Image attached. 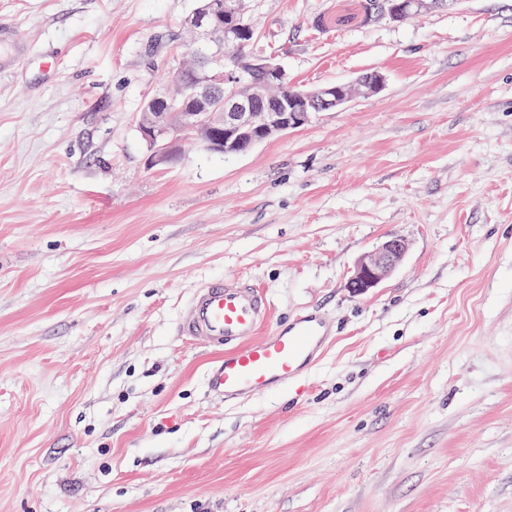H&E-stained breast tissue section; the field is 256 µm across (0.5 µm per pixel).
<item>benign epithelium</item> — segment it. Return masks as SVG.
Masks as SVG:
<instances>
[{"label": "benign epithelium", "instance_id": "1", "mask_svg": "<svg viewBox=\"0 0 512 512\" xmlns=\"http://www.w3.org/2000/svg\"><path fill=\"white\" fill-rule=\"evenodd\" d=\"M443 0H367L363 22L387 19L401 22L442 7ZM243 0L224 7V0H211L197 9L188 23L197 35V56L208 65L202 79L193 86L192 96L199 103L196 112H176L174 104L184 91H167L149 100L145 111L137 115L138 130L146 141L152 166H170L180 160V143L194 139L213 153L243 154L258 143L297 129L315 112L335 110L355 97H366L381 90L384 78L377 72L366 73L350 85L327 84L288 93L279 110L270 111L265 103L280 81L282 68L272 60L255 57L246 66L238 64L237 54L228 51L241 37H252L254 30L244 23ZM224 30V43L214 41L216 30ZM229 86L224 94V109L208 111L216 91ZM408 250L400 238L384 241L369 256L360 260L348 287L365 293L389 277Z\"/></svg>", "mask_w": 512, "mask_h": 512}]
</instances>
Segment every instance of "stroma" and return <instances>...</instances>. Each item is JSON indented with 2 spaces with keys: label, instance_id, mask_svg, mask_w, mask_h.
Instances as JSON below:
<instances>
[{
  "label": "stroma",
  "instance_id": "stroma-1",
  "mask_svg": "<svg viewBox=\"0 0 512 512\" xmlns=\"http://www.w3.org/2000/svg\"><path fill=\"white\" fill-rule=\"evenodd\" d=\"M359 4L250 0L254 50L379 93L151 168L196 0H0V512H512V0ZM218 278L334 324L288 390L209 394L179 318ZM443 0H367L363 23L387 19L401 22L416 15L442 8ZM407 250V243L400 238L384 241L369 256L360 260L348 280V287L360 294L375 288L393 273L404 259Z\"/></svg>",
  "mask_w": 512,
  "mask_h": 512
}]
</instances>
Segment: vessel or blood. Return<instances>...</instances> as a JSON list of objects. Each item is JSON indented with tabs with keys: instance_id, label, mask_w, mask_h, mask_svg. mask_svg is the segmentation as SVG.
<instances>
[{
	"instance_id": "vessel-or-blood-1",
	"label": "vessel or blood",
	"mask_w": 512,
	"mask_h": 512,
	"mask_svg": "<svg viewBox=\"0 0 512 512\" xmlns=\"http://www.w3.org/2000/svg\"><path fill=\"white\" fill-rule=\"evenodd\" d=\"M271 304L259 287L215 279L198 288L179 322L183 336L204 346L225 345L207 371L210 391L229 400L273 393L310 368L331 340L330 322L304 312L271 325Z\"/></svg>"
}]
</instances>
